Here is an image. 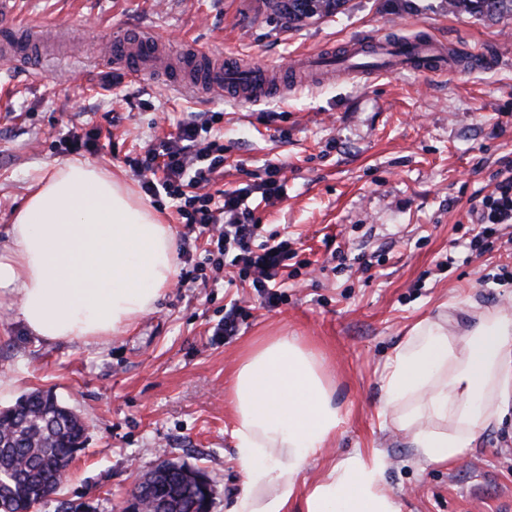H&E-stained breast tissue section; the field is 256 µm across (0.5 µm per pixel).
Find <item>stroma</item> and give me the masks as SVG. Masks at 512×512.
I'll return each mask as SVG.
<instances>
[{
	"label": "stroma",
	"mask_w": 512,
	"mask_h": 512,
	"mask_svg": "<svg viewBox=\"0 0 512 512\" xmlns=\"http://www.w3.org/2000/svg\"><path fill=\"white\" fill-rule=\"evenodd\" d=\"M0 26H56L58 46L37 65L0 59V239L45 165L69 159L70 129L99 138L80 159L140 183L127 160L175 132L187 113L212 115L224 142L218 188L285 164L286 197L254 200L265 231L289 236L298 260L277 306L202 266L174 208L155 203L175 236L174 283L127 331L45 342L27 332L20 302L0 297V409L50 389L86 425L84 448L60 492L38 512H122L141 475L177 461L206 473L211 512H230L245 474L224 394L244 349L264 336H299L320 351L348 422L304 477L354 449H381L401 512H501L512 501V416L487 429L453 465L415 464L409 436L381 415L387 359L410 327L447 313L469 330L474 309L512 305V224L470 252L469 210L512 160V16L450 10L448 0H346L337 12L286 24L270 0H14ZM148 31L172 55L191 45L243 65L286 64L354 37L418 36L458 52H495V69L369 74L302 84L287 99L250 104L186 97L168 75L123 79L112 90L113 37ZM121 116L109 125V111ZM347 255L338 266L333 252ZM372 265L362 270L357 258ZM246 313L219 336L224 309Z\"/></svg>",
	"instance_id": "1"
}]
</instances>
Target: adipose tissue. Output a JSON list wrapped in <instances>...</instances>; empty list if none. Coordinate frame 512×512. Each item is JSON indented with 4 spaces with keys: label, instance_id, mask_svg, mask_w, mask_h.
I'll return each instance as SVG.
<instances>
[{
    "label": "adipose tissue",
    "instance_id": "obj_1",
    "mask_svg": "<svg viewBox=\"0 0 512 512\" xmlns=\"http://www.w3.org/2000/svg\"><path fill=\"white\" fill-rule=\"evenodd\" d=\"M175 272L171 225L87 161L46 166L0 245V295L19 298L28 332L46 342L131 328ZM324 373L322 354L297 336L261 340L240 358L227 399L245 483L232 512H401L376 448L303 480L348 418ZM511 407V313H479L462 338L418 321L382 378L383 414L409 432L421 463L456 462Z\"/></svg>",
    "mask_w": 512,
    "mask_h": 512
}]
</instances>
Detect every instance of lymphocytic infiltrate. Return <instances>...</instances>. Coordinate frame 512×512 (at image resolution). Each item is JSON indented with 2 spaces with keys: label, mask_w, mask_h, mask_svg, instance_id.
<instances>
[{
  "label": "lymphocytic infiltrate",
  "mask_w": 512,
  "mask_h": 512,
  "mask_svg": "<svg viewBox=\"0 0 512 512\" xmlns=\"http://www.w3.org/2000/svg\"><path fill=\"white\" fill-rule=\"evenodd\" d=\"M211 129L210 120L189 113L175 136L148 147L128 164L141 177L147 194L167 197L188 230L207 234V261L219 268L227 263L237 267L241 280L269 305H276L281 298L278 277L294 253L287 237L276 231L264 233L248 201L256 193L268 204L285 197L278 178L282 166L268 164L267 177L260 183L206 192L214 174L224 168V145L211 137ZM471 215L481 226L468 243L473 251L482 250L493 225L512 224V164L499 171L493 190Z\"/></svg>",
  "instance_id": "1"
}]
</instances>
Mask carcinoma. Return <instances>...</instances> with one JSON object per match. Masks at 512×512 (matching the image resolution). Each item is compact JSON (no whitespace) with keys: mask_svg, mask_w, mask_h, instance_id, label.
<instances>
[{"mask_svg":"<svg viewBox=\"0 0 512 512\" xmlns=\"http://www.w3.org/2000/svg\"><path fill=\"white\" fill-rule=\"evenodd\" d=\"M452 10L489 17L512 15V0H448ZM85 424L49 391H34L0 411V502L9 512L34 509L55 494L63 474L83 449ZM166 471L153 495L168 498L172 512H204L209 499L182 464L164 461Z\"/></svg>","mask_w":512,"mask_h":512,"instance_id":"1","label":"carcinoma"}]
</instances>
